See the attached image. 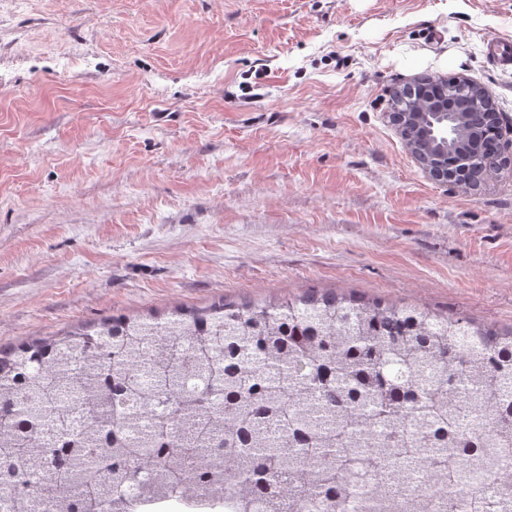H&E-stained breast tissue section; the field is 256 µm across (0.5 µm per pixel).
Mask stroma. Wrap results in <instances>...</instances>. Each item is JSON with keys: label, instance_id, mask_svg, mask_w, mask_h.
<instances>
[{"label": "stroma", "instance_id": "1", "mask_svg": "<svg viewBox=\"0 0 512 512\" xmlns=\"http://www.w3.org/2000/svg\"><path fill=\"white\" fill-rule=\"evenodd\" d=\"M512 0H0V348L321 289L512 326V175L429 179L430 73L512 120ZM393 112H410L415 113V123L405 125L400 129V135L405 146L415 157L427 161V165L431 166L433 161H437L434 153L435 144L428 138H421L418 135L419 128H433L435 134L442 139L437 133V125L440 117L436 116V112L432 109L431 104L425 97H420L417 92L414 95L407 93L406 90L399 93L393 98ZM433 124V127L431 126Z\"/></svg>", "mask_w": 512, "mask_h": 512}]
</instances>
